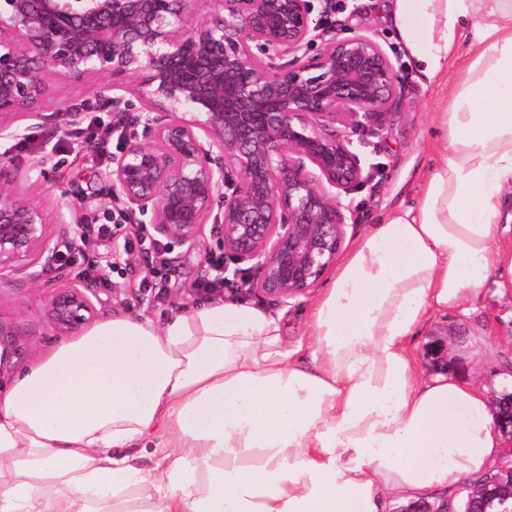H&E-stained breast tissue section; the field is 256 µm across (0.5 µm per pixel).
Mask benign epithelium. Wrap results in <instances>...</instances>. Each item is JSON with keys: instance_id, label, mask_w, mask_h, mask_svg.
Segmentation results:
<instances>
[{"instance_id": "benign-epithelium-1", "label": "benign epithelium", "mask_w": 512, "mask_h": 512, "mask_svg": "<svg viewBox=\"0 0 512 512\" xmlns=\"http://www.w3.org/2000/svg\"><path fill=\"white\" fill-rule=\"evenodd\" d=\"M313 12L314 0H0V117L75 125L80 107L41 108L50 76L134 79L127 94L99 98L124 129L106 176L129 221L148 214L158 239L199 252L205 226L219 224L224 254L257 273L247 291L296 298L336 262L348 220L341 195L370 178L336 125L387 135L403 94L373 36L333 28L326 38ZM128 94L140 103L130 129ZM44 195L0 180V276L61 275V249L82 244L80 225L49 222ZM96 302L94 289L67 286L47 303L49 322L81 328ZM495 405L512 459V390ZM494 483L486 507L512 512V493L501 492L512 464Z\"/></svg>"}]
</instances>
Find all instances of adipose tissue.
<instances>
[{"instance_id":"1","label":"adipose tissue","mask_w":512,"mask_h":512,"mask_svg":"<svg viewBox=\"0 0 512 512\" xmlns=\"http://www.w3.org/2000/svg\"><path fill=\"white\" fill-rule=\"evenodd\" d=\"M416 69L469 58L416 201L385 211L308 309L115 312L0 393V512H387L503 464L499 378L426 373L429 317L512 293V0H393ZM153 444L143 466L134 450Z\"/></svg>"}]
</instances>
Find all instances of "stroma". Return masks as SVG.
<instances>
[{
  "instance_id": "1",
  "label": "stroma",
  "mask_w": 512,
  "mask_h": 512,
  "mask_svg": "<svg viewBox=\"0 0 512 512\" xmlns=\"http://www.w3.org/2000/svg\"><path fill=\"white\" fill-rule=\"evenodd\" d=\"M364 9L357 15L339 10L326 17V24L341 23L346 28L372 35L389 56L403 80V96L394 105L392 132L386 138L362 137L360 150L371 178L361 189L342 196L352 217L344 227V247H351L371 224L377 223L385 208L412 204L422 180L435 157L438 132L434 113L445 108L443 85L429 82L414 67L397 34L389 0H362ZM112 87L107 74H87L79 78L51 81L45 108H53L67 100L84 108L86 118L98 115L97 94ZM6 124L21 126L28 139L26 147H18L15 139L0 137V168L8 175H28L31 182L48 186L45 206L50 218L65 217L73 224L112 223L120 207L119 201L105 181L106 164L95 161L93 151L85 144L88 133L83 126L61 125L51 130L37 125L30 117L9 116ZM44 158L40 168H32L34 159ZM84 262L67 266L68 279L77 280L85 263L108 269L109 286H97L99 315L122 311L145 316L164 323L171 316L188 312L204 300L200 282L214 276L210 263L196 252L174 250L167 267L163 293L145 290L141 285L147 268L141 256L133 227L114 236L91 239ZM57 284L51 278L41 283L22 284L0 281V347L8 357L0 362V387L8 386L12 377L53 350L62 333L48 322L46 304ZM224 300L241 299L268 309H281L288 318V332L303 331L311 295H304L278 305L267 298L246 292L241 280L225 288ZM446 335L449 354L477 351L481 355H504V339L512 336V298L499 296L487 289L475 308L433 315L427 331L418 340L417 361L424 369L432 363L426 356L431 338Z\"/></svg>"
}]
</instances>
